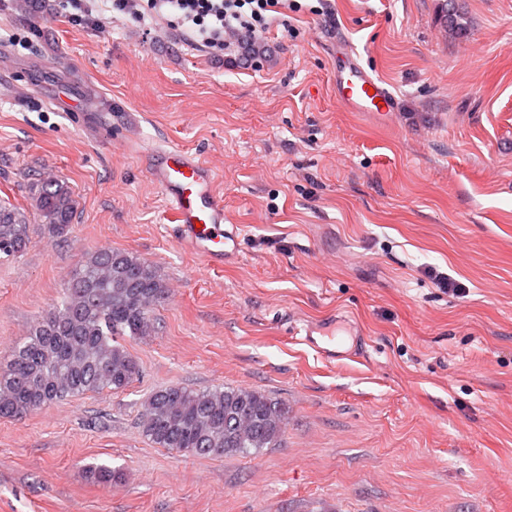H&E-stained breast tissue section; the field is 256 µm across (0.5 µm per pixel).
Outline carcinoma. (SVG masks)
<instances>
[{"instance_id": "cac0c4a2", "label": "carcinoma", "mask_w": 512, "mask_h": 512, "mask_svg": "<svg viewBox=\"0 0 512 512\" xmlns=\"http://www.w3.org/2000/svg\"><path fill=\"white\" fill-rule=\"evenodd\" d=\"M33 218L0 204V261L14 260L31 243L29 223L68 235L75 200L59 179L32 186ZM166 288L156 268L129 251L85 254L54 307L13 345L0 369V418L22 419L69 397L125 390L139 366L119 341L146 336ZM288 408L247 388L195 392L167 386L152 392L140 417L142 433L160 448L194 456L245 454L281 442Z\"/></svg>"}]
</instances>
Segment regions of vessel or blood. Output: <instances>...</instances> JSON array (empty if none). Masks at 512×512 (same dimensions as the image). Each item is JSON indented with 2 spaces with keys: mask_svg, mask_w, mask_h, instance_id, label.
I'll return each mask as SVG.
<instances>
[{
  "mask_svg": "<svg viewBox=\"0 0 512 512\" xmlns=\"http://www.w3.org/2000/svg\"><path fill=\"white\" fill-rule=\"evenodd\" d=\"M340 60L334 74L337 102L351 112L385 117L397 102L386 84L373 75L344 37H337ZM151 177L168 207L178 241L211 266L223 265L236 250V230L224 226V200L213 187L210 167L196 154L169 145L145 158Z\"/></svg>",
  "mask_w": 512,
  "mask_h": 512,
  "instance_id": "1",
  "label": "vessel or blood"
}]
</instances>
